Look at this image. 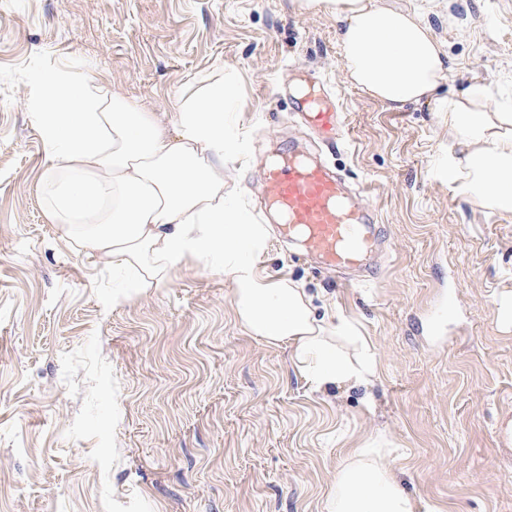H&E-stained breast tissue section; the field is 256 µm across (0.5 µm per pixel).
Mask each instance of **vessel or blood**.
I'll use <instances>...</instances> for the list:
<instances>
[{
	"label": "vessel or blood",
	"mask_w": 512,
	"mask_h": 512,
	"mask_svg": "<svg viewBox=\"0 0 512 512\" xmlns=\"http://www.w3.org/2000/svg\"><path fill=\"white\" fill-rule=\"evenodd\" d=\"M294 115L322 140L339 142L347 127L339 96L318 77L305 79L292 95ZM264 196L280 219L284 240L343 274L366 266L382 240L364 189L346 185L328 163L288 149L265 166Z\"/></svg>",
	"instance_id": "b4317fda"
}]
</instances>
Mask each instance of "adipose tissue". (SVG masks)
<instances>
[{"instance_id":"1","label":"adipose tissue","mask_w":512,"mask_h":512,"mask_svg":"<svg viewBox=\"0 0 512 512\" xmlns=\"http://www.w3.org/2000/svg\"><path fill=\"white\" fill-rule=\"evenodd\" d=\"M336 20L347 80L398 111L426 103L457 150L441 165L461 195L512 214V104L482 81L452 89L443 42L421 15L379 0H299ZM234 79L204 80L170 123L89 80L48 74L36 126L51 148L40 190L54 223L113 268L135 269L131 290L166 285L183 258L229 275L242 325L290 360L315 389L364 386L376 374L372 346L342 312L316 315L299 284L257 267L268 234L224 193V166L237 152ZM375 439L344 460L327 512H434L405 494Z\"/></svg>"}]
</instances>
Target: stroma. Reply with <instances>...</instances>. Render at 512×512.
Returning <instances> with one entry per match:
<instances>
[{"label":"stroma","mask_w":512,"mask_h":512,"mask_svg":"<svg viewBox=\"0 0 512 512\" xmlns=\"http://www.w3.org/2000/svg\"><path fill=\"white\" fill-rule=\"evenodd\" d=\"M452 86L512 100V0H437ZM300 66L337 90L345 146L315 142L280 90ZM90 78L171 120L202 80L234 75L240 150L226 190L264 221L257 158L298 142L367 190L390 253L342 286L271 230L259 267L299 283L373 346L371 387L315 391L241 324L229 276L182 260L166 286L123 275L54 224L41 77ZM431 106L387 109L346 78L335 19L294 0H0V512H327L363 440L437 512H512V215L439 177Z\"/></svg>","instance_id":"1"}]
</instances>
